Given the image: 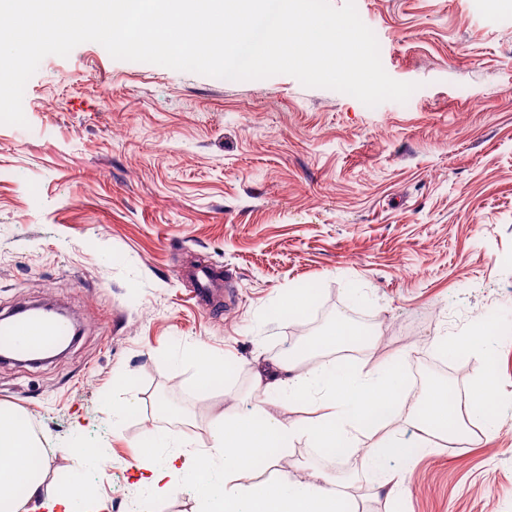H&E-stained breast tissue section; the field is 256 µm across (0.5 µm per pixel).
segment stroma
<instances>
[{"label": "stroma", "instance_id": "stroma-1", "mask_svg": "<svg viewBox=\"0 0 512 512\" xmlns=\"http://www.w3.org/2000/svg\"><path fill=\"white\" fill-rule=\"evenodd\" d=\"M384 69L416 84L370 108L288 75L230 81L113 59L96 42L45 57L26 126L0 125V312L51 299L91 320L63 355L0 362V407L17 409L60 482L80 441L85 512H199L200 490L138 484L153 430L205 437L218 411L246 412L256 356L369 317L354 356L431 363L434 342L480 321L485 350L460 355L463 386L494 369L500 420L468 445L420 452L408 493L378 490L355 458L332 466L305 443L293 478L345 482L355 512H512V0H356ZM221 281L208 307L196 268ZM311 289L307 331L273 320ZM199 346L232 372L193 386ZM136 397L135 414L112 410Z\"/></svg>", "mask_w": 512, "mask_h": 512}]
</instances>
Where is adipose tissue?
<instances>
[{
    "mask_svg": "<svg viewBox=\"0 0 512 512\" xmlns=\"http://www.w3.org/2000/svg\"><path fill=\"white\" fill-rule=\"evenodd\" d=\"M354 332L344 324L327 331L317 346L330 350V359L309 370L298 362L276 358L259 365L252 376V390L262 398L256 410L226 415L216 413L207 426L206 439L150 432L137 468L140 484L160 486L175 475L190 477L199 486L203 512H349V495L324 472L310 480L296 481L278 474L270 483L244 482L243 475L260 458L278 465L294 442L327 456L359 454L361 463L377 476L378 488L388 495L405 491L403 475L389 472V459L411 461L430 445L433 436L457 437L472 419L485 430L498 419L489 406L497 397L492 379L475 383L466 405L440 386L409 395L400 372L403 354H395L367 368L352 361ZM302 402L314 416L293 426L273 414L272 408ZM406 416L424 439L412 441L391 427L397 416ZM36 439L16 412L0 408V512H77L83 486L61 488L45 481L37 460ZM223 493H215L216 482Z\"/></svg>",
    "mask_w": 512,
    "mask_h": 512,
    "instance_id": "ef3b65f1",
    "label": "adipose tissue"
}]
</instances>
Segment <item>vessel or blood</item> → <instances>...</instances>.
Masks as SVG:
<instances>
[{
	"label": "vessel or blood",
	"mask_w": 512,
	"mask_h": 512,
	"mask_svg": "<svg viewBox=\"0 0 512 512\" xmlns=\"http://www.w3.org/2000/svg\"><path fill=\"white\" fill-rule=\"evenodd\" d=\"M73 334L68 319H45L24 310L0 320V352L35 360Z\"/></svg>",
	"instance_id": "b4317fda"
}]
</instances>
